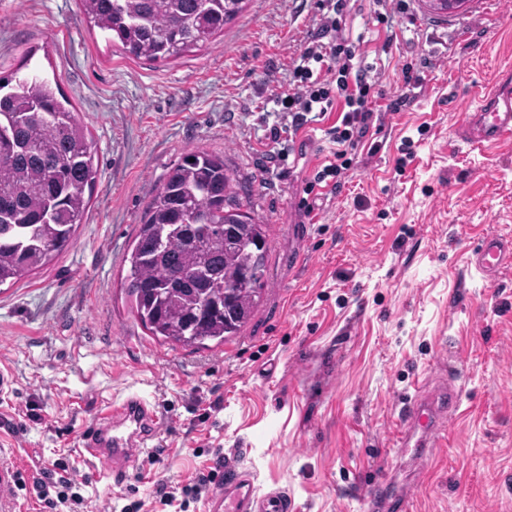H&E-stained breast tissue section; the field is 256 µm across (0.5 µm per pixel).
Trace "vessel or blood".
Returning <instances> with one entry per match:
<instances>
[{
  "label": "vessel or blood",
  "mask_w": 512,
  "mask_h": 512,
  "mask_svg": "<svg viewBox=\"0 0 512 512\" xmlns=\"http://www.w3.org/2000/svg\"><path fill=\"white\" fill-rule=\"evenodd\" d=\"M463 138L483 145L512 137V78L503 77L492 93L476 106L465 126ZM512 264V242L489 238L475 255L476 268L486 274ZM460 396L440 391L436 398L415 399L405 406L402 427L395 443L396 455L412 453L424 460L432 436L444 425L445 409L456 408ZM161 419L153 405L139 394L126 396L118 404L100 412L80 435L78 452L107 467L113 487H122L130 463L143 449L155 447ZM15 472L11 465H0V512H14ZM363 501L368 512H408L410 495L391 493L388 481L371 485ZM292 499L278 488L261 489L250 469L226 470L224 479L208 493L205 512H292Z\"/></svg>",
  "instance_id": "b4317fda"
}]
</instances>
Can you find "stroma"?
<instances>
[{"instance_id":"obj_1","label":"stroma","mask_w":512,"mask_h":512,"mask_svg":"<svg viewBox=\"0 0 512 512\" xmlns=\"http://www.w3.org/2000/svg\"><path fill=\"white\" fill-rule=\"evenodd\" d=\"M407 5L389 30L373 0H357L347 27L370 57L395 35L377 108L404 92L403 66L424 83L307 216L305 183L337 149L322 125L299 132L286 178L264 165L271 128L288 122L273 99L322 0H246L223 33L158 61L106 42L80 0H0V76L35 69L60 86L98 162L72 245L0 286V370L13 378L0 462L23 474L20 512H44L40 465L84 478L82 512H157L160 485L196 483L236 448L295 512H365L361 488L408 473L394 456L404 405L452 371L460 407L409 512H512V266L490 279L473 264L483 238L512 241V138L460 136L512 68V0H470L449 17ZM192 150L222 157L269 226L258 311L239 336L193 349L150 336L123 288L141 218ZM129 391L156 407L161 444L115 489L77 446L101 404ZM16 443L28 456H5Z\"/></svg>"}]
</instances>
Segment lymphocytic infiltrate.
I'll return each mask as SVG.
<instances>
[{"label": "lymphocytic infiltrate", "instance_id": "f902f5d3", "mask_svg": "<svg viewBox=\"0 0 512 512\" xmlns=\"http://www.w3.org/2000/svg\"><path fill=\"white\" fill-rule=\"evenodd\" d=\"M347 0H329L316 32L297 56L291 86L278 101L287 112V128H272L270 139L275 148L268 160L271 173H278V161L285 155L283 137L296 135L313 122L325 118L327 113H337L336 123L327 133L338 146L332 159L317 171L308 182L301 200L304 213H312L322 193L323 182H331L333 189H340V177L351 167L347 156L368 133L376 115L372 107L378 80L371 65L365 64L355 41L345 34ZM37 497L49 512H80L82 496L77 493L78 482L71 477H53L43 473L35 479Z\"/></svg>", "mask_w": 512, "mask_h": 512}]
</instances>
